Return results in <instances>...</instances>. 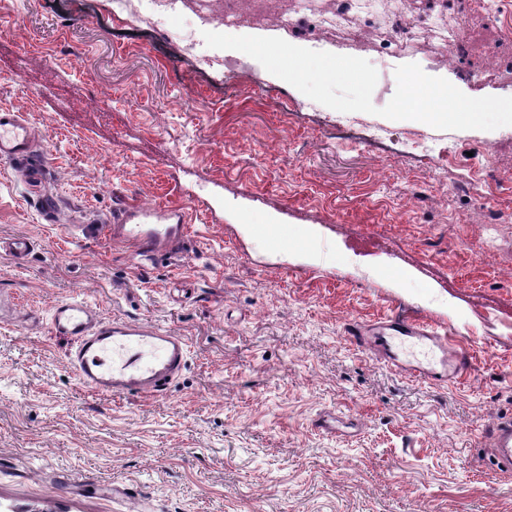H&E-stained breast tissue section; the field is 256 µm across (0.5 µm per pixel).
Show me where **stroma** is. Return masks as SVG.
<instances>
[{
  "label": "stroma",
  "instance_id": "obj_1",
  "mask_svg": "<svg viewBox=\"0 0 512 512\" xmlns=\"http://www.w3.org/2000/svg\"><path fill=\"white\" fill-rule=\"evenodd\" d=\"M453 8L471 70L496 30L474 0ZM400 61L512 96L428 48ZM282 87L250 57L201 85L94 13L0 0V109L38 137L0 159V241L32 243L0 251V512H512L488 445L512 420V126L285 112ZM350 127L386 132L384 153ZM410 132L452 162L411 160ZM131 204L186 214L182 250L112 242ZM73 299L188 340L164 395L80 382L49 329ZM393 313L447 328L471 374L417 381L350 342L349 323ZM327 412L345 429H317Z\"/></svg>",
  "mask_w": 512,
  "mask_h": 512
}]
</instances>
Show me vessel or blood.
Instances as JSON below:
<instances>
[{
  "instance_id": "obj_1",
  "label": "vessel or blood",
  "mask_w": 512,
  "mask_h": 512,
  "mask_svg": "<svg viewBox=\"0 0 512 512\" xmlns=\"http://www.w3.org/2000/svg\"><path fill=\"white\" fill-rule=\"evenodd\" d=\"M36 146V135L20 113L0 110V157L24 156ZM186 233L184 214L165 206L129 205L107 227L112 241L134 244L144 256L175 251ZM50 329L53 335L69 339L67 365L98 394L161 395L181 374L189 356L185 337L140 321L102 319L82 301L56 304ZM348 334L360 349L394 366L403 354V342L424 343L438 353V360L407 368L410 376L424 382L444 384L472 370L468 350L456 347L447 332L421 320L393 314L372 324L350 326ZM492 439L501 469L511 471L512 421L496 425Z\"/></svg>"
}]
</instances>
